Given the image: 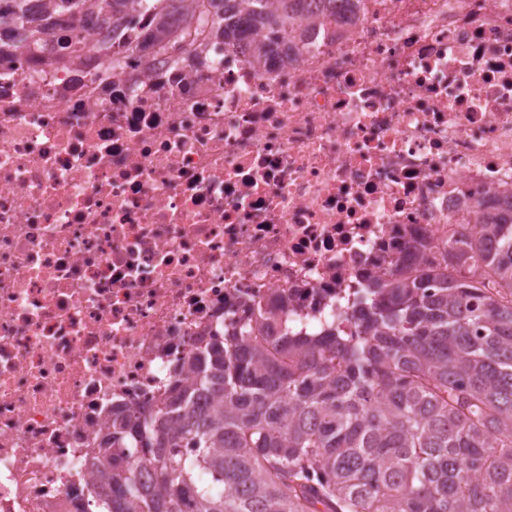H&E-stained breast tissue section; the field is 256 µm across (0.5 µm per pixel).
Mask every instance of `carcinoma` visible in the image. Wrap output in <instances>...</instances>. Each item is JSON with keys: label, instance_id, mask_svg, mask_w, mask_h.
Here are the masks:
<instances>
[{"label": "carcinoma", "instance_id": "cac0c4a2", "mask_svg": "<svg viewBox=\"0 0 512 512\" xmlns=\"http://www.w3.org/2000/svg\"><path fill=\"white\" fill-rule=\"evenodd\" d=\"M33 49L55 19L91 10L150 25L108 51L185 54L264 25L255 58L297 34L310 0H12ZM185 17L177 32L171 19ZM85 42H62L64 63ZM471 235L346 297L349 332L313 335L266 312L191 360L199 385L146 419L117 407L91 465L107 512H512V202ZM132 443L140 462L112 456Z\"/></svg>", "mask_w": 512, "mask_h": 512}]
</instances>
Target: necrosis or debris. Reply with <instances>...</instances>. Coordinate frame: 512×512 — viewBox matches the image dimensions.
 <instances>
[{"label":"necrosis or debris","instance_id":"1","mask_svg":"<svg viewBox=\"0 0 512 512\" xmlns=\"http://www.w3.org/2000/svg\"><path fill=\"white\" fill-rule=\"evenodd\" d=\"M131 36L0 53V512H89L113 407L195 385L247 306L316 325L512 196V0H338L259 62L251 29L113 69Z\"/></svg>","mask_w":512,"mask_h":512}]
</instances>
